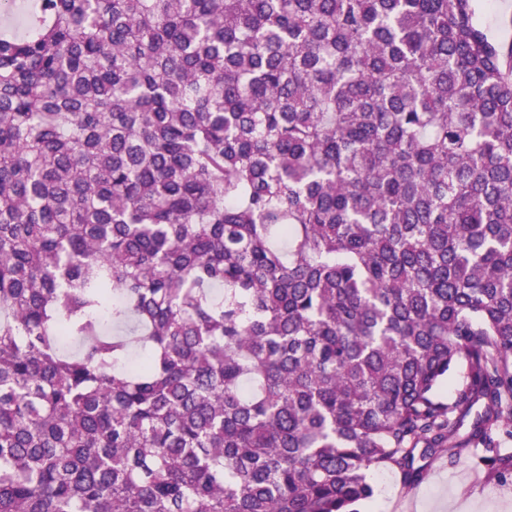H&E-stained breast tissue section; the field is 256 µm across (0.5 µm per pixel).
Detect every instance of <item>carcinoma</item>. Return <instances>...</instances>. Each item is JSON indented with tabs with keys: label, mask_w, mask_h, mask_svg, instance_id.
I'll return each instance as SVG.
<instances>
[{
	"label": "carcinoma",
	"mask_w": 512,
	"mask_h": 512,
	"mask_svg": "<svg viewBox=\"0 0 512 512\" xmlns=\"http://www.w3.org/2000/svg\"><path fill=\"white\" fill-rule=\"evenodd\" d=\"M26 27L0 512H356L371 473L480 446L512 473V71L473 0H37Z\"/></svg>",
	"instance_id": "carcinoma-1"
}]
</instances>
